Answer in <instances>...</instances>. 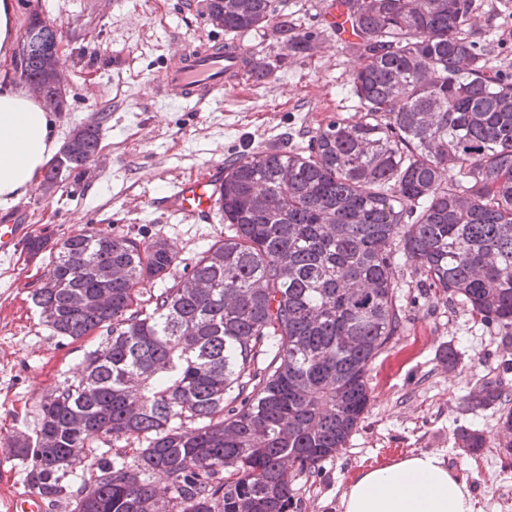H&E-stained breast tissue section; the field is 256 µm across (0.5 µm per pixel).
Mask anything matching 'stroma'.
Instances as JSON below:
<instances>
[{
  "mask_svg": "<svg viewBox=\"0 0 512 512\" xmlns=\"http://www.w3.org/2000/svg\"><path fill=\"white\" fill-rule=\"evenodd\" d=\"M329 2L273 0L274 23L238 38L271 77L257 82L241 72L223 98L191 108L158 96L152 81L177 47L228 40L209 18V0H9L16 17L10 75L18 73L19 35L29 20L54 22L68 81L66 109L54 115L59 134L94 118L102 138L79 180L35 187L18 202L47 249L0 253V439L33 434L40 397L72 376L88 347L53 335L31 302L52 268L50 247L93 226L141 242L165 240L191 265L223 238L225 224L167 214L159 200L173 183L243 154L302 150L308 130L358 118L348 82L358 55L325 24ZM282 21L312 34L311 50L289 51L276 31ZM466 29L492 64L512 72V0H475ZM393 274L399 328L367 372V409L338 457L295 477L291 512H339L342 491L361 471L419 451L441 453L466 480L475 512H512V454L492 442L476 454L455 443L462 427L495 433L499 406L475 408L469 399L489 379L512 396V331L476 319L459 297L427 287L410 266L395 264ZM26 495L23 463L0 446V512Z\"/></svg>",
  "mask_w": 512,
  "mask_h": 512,
  "instance_id": "obj_1",
  "label": "stroma"
}]
</instances>
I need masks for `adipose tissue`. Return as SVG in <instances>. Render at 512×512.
I'll return each mask as SVG.
<instances>
[{"label": "adipose tissue", "instance_id": "obj_1", "mask_svg": "<svg viewBox=\"0 0 512 512\" xmlns=\"http://www.w3.org/2000/svg\"><path fill=\"white\" fill-rule=\"evenodd\" d=\"M59 146L53 117L0 70V209L11 208L37 185ZM340 510L475 512V501L440 453L422 451L361 473L345 487Z\"/></svg>", "mask_w": 512, "mask_h": 512}]
</instances>
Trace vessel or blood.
<instances>
[{
  "mask_svg": "<svg viewBox=\"0 0 512 512\" xmlns=\"http://www.w3.org/2000/svg\"><path fill=\"white\" fill-rule=\"evenodd\" d=\"M348 12L347 0H332L324 20L340 41L353 43L357 37L347 22ZM247 57L239 44L185 47L154 80L153 87L158 94L176 95L182 103L195 107L222 96L233 86L246 67ZM223 185L224 174L218 168L180 180L168 189L165 207L174 217L211 220L221 210ZM28 232V225L19 221L0 224V252L16 247Z\"/></svg>",
  "mask_w": 512,
  "mask_h": 512,
  "instance_id": "vessel-or-blood-1",
  "label": "vessel or blood"
}]
</instances>
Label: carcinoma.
<instances>
[{
  "instance_id": "carcinoma-1",
  "label": "carcinoma",
  "mask_w": 512,
  "mask_h": 512,
  "mask_svg": "<svg viewBox=\"0 0 512 512\" xmlns=\"http://www.w3.org/2000/svg\"><path fill=\"white\" fill-rule=\"evenodd\" d=\"M348 2L361 115L314 129L305 151L225 163L226 235L185 280L153 288L180 265L160 240L89 228L57 244L32 303L55 336H106L41 398L35 435L10 439L29 493L71 512H289L293 479L366 410L368 367L399 323L397 260L512 329V74L466 34L473 0ZM208 9L235 34L274 17L272 0ZM279 33L311 48L308 33ZM50 67L48 49L32 52L19 78L50 95ZM76 134L83 156L53 160L45 190L97 155L100 130ZM111 265L123 277L109 285L94 271ZM107 287L109 312L71 304ZM482 387L472 406L509 402ZM455 440L487 444L468 428ZM114 441L129 451L108 460Z\"/></svg>"
}]
</instances>
